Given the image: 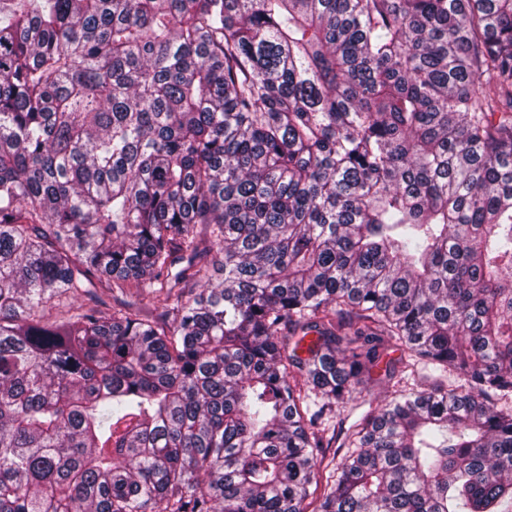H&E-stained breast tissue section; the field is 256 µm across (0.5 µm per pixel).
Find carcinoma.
<instances>
[{
	"mask_svg": "<svg viewBox=\"0 0 512 512\" xmlns=\"http://www.w3.org/2000/svg\"><path fill=\"white\" fill-rule=\"evenodd\" d=\"M322 466L315 512H512V0H0V512ZM400 357V351L390 352L387 357H383L382 363L379 368L375 370L373 375L374 382H371L363 395L364 398L358 400V402L348 405L343 411L336 410V415L332 416L326 421V428H328L327 434L331 436L332 433L336 434V441L332 444V448H326L328 456H332L333 452L336 451L337 446L345 441V435L347 429L355 422L359 421L363 415L370 410L375 408L377 403L385 396L389 395L394 389H410L415 387L413 377L406 376L404 380L400 381V384H396L399 377L388 382V379L384 376L385 362L389 359L397 360ZM395 385V387H393Z\"/></svg>",
	"mask_w": 512,
	"mask_h": 512,
	"instance_id": "cac0c4a2",
	"label": "carcinoma"
}]
</instances>
